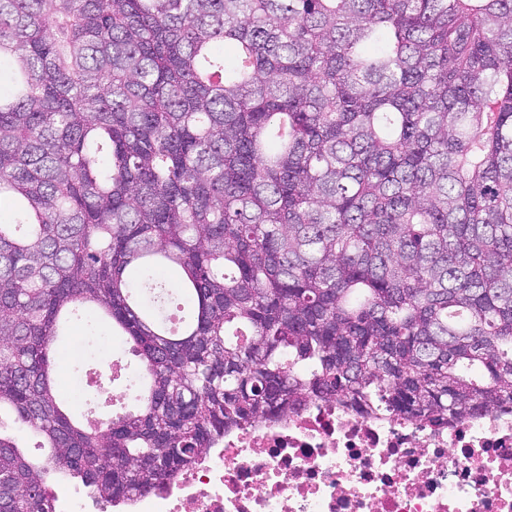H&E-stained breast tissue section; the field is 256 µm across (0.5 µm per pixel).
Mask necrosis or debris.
Masks as SVG:
<instances>
[{
  "mask_svg": "<svg viewBox=\"0 0 512 512\" xmlns=\"http://www.w3.org/2000/svg\"><path fill=\"white\" fill-rule=\"evenodd\" d=\"M113 512H512V410L445 424L307 400Z\"/></svg>",
  "mask_w": 512,
  "mask_h": 512,
  "instance_id": "4bbe7bcc",
  "label": "necrosis or debris"
}]
</instances>
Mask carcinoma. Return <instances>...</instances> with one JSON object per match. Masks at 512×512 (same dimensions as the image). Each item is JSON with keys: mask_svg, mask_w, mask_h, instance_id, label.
Wrapping results in <instances>:
<instances>
[{"mask_svg": "<svg viewBox=\"0 0 512 512\" xmlns=\"http://www.w3.org/2000/svg\"><path fill=\"white\" fill-rule=\"evenodd\" d=\"M81 309L149 379L104 427L52 377ZM306 398L512 408V0H0V409L50 449L0 431V512Z\"/></svg>", "mask_w": 512, "mask_h": 512, "instance_id": "carcinoma-1", "label": "carcinoma"}]
</instances>
